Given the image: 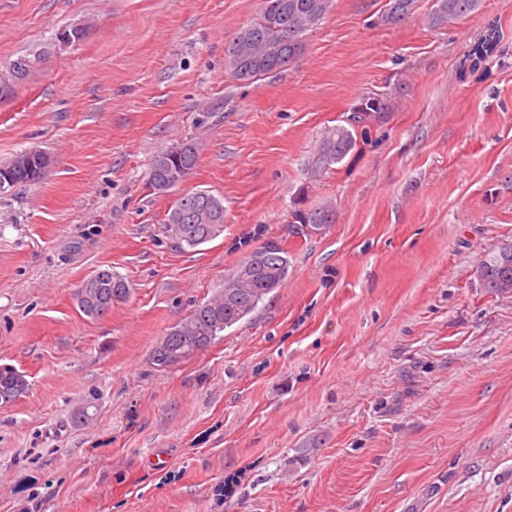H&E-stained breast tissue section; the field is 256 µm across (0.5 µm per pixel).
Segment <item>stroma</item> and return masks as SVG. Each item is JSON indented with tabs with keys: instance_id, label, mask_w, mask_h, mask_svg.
Listing matches in <instances>:
<instances>
[{
	"instance_id": "stroma-1",
	"label": "stroma",
	"mask_w": 512,
	"mask_h": 512,
	"mask_svg": "<svg viewBox=\"0 0 512 512\" xmlns=\"http://www.w3.org/2000/svg\"><path fill=\"white\" fill-rule=\"evenodd\" d=\"M385 3L334 0L240 82L226 47L262 0H0V72L32 61L0 98V163L53 158L0 193V365L29 382L0 407V512H512V295L477 276L512 243V0L439 26L435 0L393 25ZM366 96L383 118L312 169ZM188 139L195 168L153 193L154 156ZM195 190L223 197L224 232L181 249L165 218ZM326 204L333 224L297 229ZM270 241L283 287L155 366ZM108 266L130 294L88 319L76 293ZM346 125H336L328 129L318 147L313 159L315 169L340 163L350 152L356 149L358 140L355 128ZM24 152H27V159L29 160L30 164H32V162L34 161L33 157H34L35 153L39 155V158L37 159V161L41 164L45 163V161L41 157L40 151H38L36 149H31L29 151L24 150L19 153H16L15 156H13L10 160L6 161V162L14 161V162L18 163V165L15 167V169H13V175H14V180L16 181V186L37 183L44 177V175L47 172V170H46V171L41 172L40 174H34L35 171H34V173H31V171L27 168V165H26L27 160H25V158H24L25 157ZM38 162L35 161V166L40 168L41 164H39Z\"/></svg>"
}]
</instances>
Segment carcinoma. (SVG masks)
I'll return each instance as SVG.
<instances>
[{"mask_svg": "<svg viewBox=\"0 0 512 512\" xmlns=\"http://www.w3.org/2000/svg\"><path fill=\"white\" fill-rule=\"evenodd\" d=\"M333 0H263L259 18L242 28L226 49V65L238 81L233 56L246 61L259 56L252 65L247 80H255L279 71L303 49V36L329 13ZM414 0H386L384 22L398 24L409 17ZM431 16L434 24H443L462 17L478 5V0H435ZM31 68L26 57L16 59L6 76L16 84L25 79ZM383 103L372 97L363 98L354 107L355 122L363 124L383 114ZM358 144L356 131L346 125L327 130L318 147L313 164L317 168L340 163ZM199 160L198 144L184 143L178 160L169 157V151L158 153L151 164L148 188L157 194L181 184ZM17 163L13 169L18 185L33 184L44 174H34L27 168L24 152L12 157ZM333 210L317 207L294 214L295 222L305 229L319 230L333 223ZM166 233L181 247L196 248L211 242L224 233V199L208 190H197L180 196L168 211ZM290 261L288 252L271 243L253 252L232 269L215 296L195 308L193 321L181 322L157 344L154 364L160 368L174 366L193 353L209 346L220 333L253 313L266 295L282 287L287 281ZM481 282L495 295L512 293V249L504 245L499 252L478 266ZM88 292L89 299L78 302L80 311L89 319H98L124 301L130 288L111 268H103L87 279L80 292ZM29 390L25 376L12 370L0 371V404H9Z\"/></svg>", "mask_w": 512, "mask_h": 512, "instance_id": "1", "label": "carcinoma"}]
</instances>
